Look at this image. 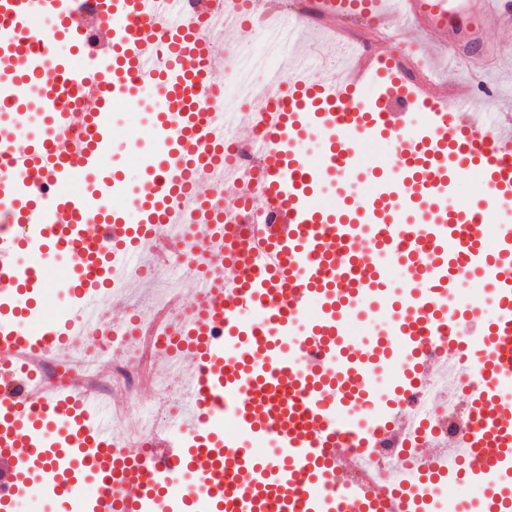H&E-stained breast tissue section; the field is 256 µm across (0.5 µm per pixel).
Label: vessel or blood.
<instances>
[{
	"instance_id": "vessel-or-blood-1",
	"label": "vessel or blood",
	"mask_w": 512,
	"mask_h": 512,
	"mask_svg": "<svg viewBox=\"0 0 512 512\" xmlns=\"http://www.w3.org/2000/svg\"><path fill=\"white\" fill-rule=\"evenodd\" d=\"M83 2L0 0V512H13L33 481L66 512H410L400 489L374 495L356 475L371 470L374 449L408 446L413 424L401 407L451 360L480 378L470 412L482 427L416 452L407 468L488 488L482 512H512V225H496L492 249L481 234L490 214L512 206V132L466 121L462 99L437 89L426 41L438 35L452 63L499 62L512 47L485 34L512 29V0H470L464 12L449 0H311L306 22L377 21L391 49L366 57L342 46L316 78L292 58L265 89L246 90L242 124L262 140L249 203L250 173L225 165L212 118L224 97L212 32L248 34L242 0H197L177 19L168 0H94L89 17ZM47 12L80 67L22 41ZM407 56L416 78L404 74ZM146 88L160 99L156 144L137 153L145 180L135 190L105 163L118 107ZM350 139L388 141L395 163L359 159ZM471 171L481 175L479 204L454 208V184ZM352 172L362 194L341 210L322 201L326 183ZM269 199L268 223H249V206ZM185 209L221 275L194 291L167 355L183 413L163 431L177 442L147 454L118 440L111 405L77 383L58 388L29 358L67 354L88 336L113 277L142 284V255L156 254ZM30 254L70 261L67 305L47 322ZM396 266L409 276L401 293ZM464 276L486 284L493 309L474 360L458 334ZM380 310L385 326L354 344L353 322ZM394 357L403 364L383 408L369 378ZM259 444L271 454L255 455ZM187 473L204 493L172 501ZM84 480L100 485L97 496L78 498Z\"/></svg>"
}]
</instances>
